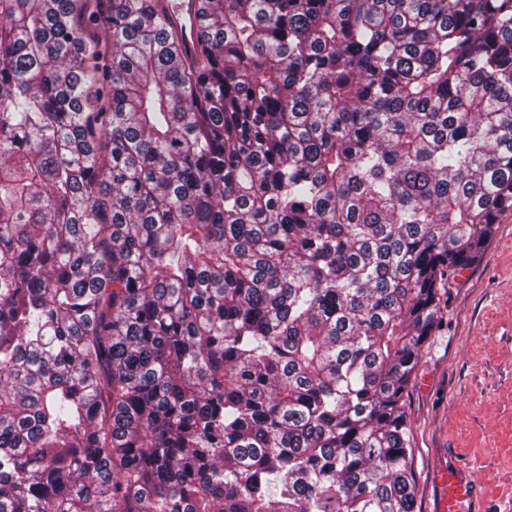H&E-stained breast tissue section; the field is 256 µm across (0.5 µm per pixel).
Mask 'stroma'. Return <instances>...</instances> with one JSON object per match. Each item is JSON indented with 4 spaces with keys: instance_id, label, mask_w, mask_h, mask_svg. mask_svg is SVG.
<instances>
[{
    "instance_id": "35a3bbf8",
    "label": "stroma",
    "mask_w": 512,
    "mask_h": 512,
    "mask_svg": "<svg viewBox=\"0 0 512 512\" xmlns=\"http://www.w3.org/2000/svg\"><path fill=\"white\" fill-rule=\"evenodd\" d=\"M404 400L418 512H435L434 475L456 466L474 477L461 512H512V209L483 255L444 282Z\"/></svg>"
}]
</instances>
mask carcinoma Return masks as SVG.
<instances>
[{
    "instance_id": "1",
    "label": "carcinoma",
    "mask_w": 512,
    "mask_h": 512,
    "mask_svg": "<svg viewBox=\"0 0 512 512\" xmlns=\"http://www.w3.org/2000/svg\"><path fill=\"white\" fill-rule=\"evenodd\" d=\"M99 2L0 0V512H416L512 0ZM197 10V0H180L174 11L169 12L170 20L175 27L183 25L185 40L183 49L187 55L193 56L197 52L196 26L194 16Z\"/></svg>"
}]
</instances>
